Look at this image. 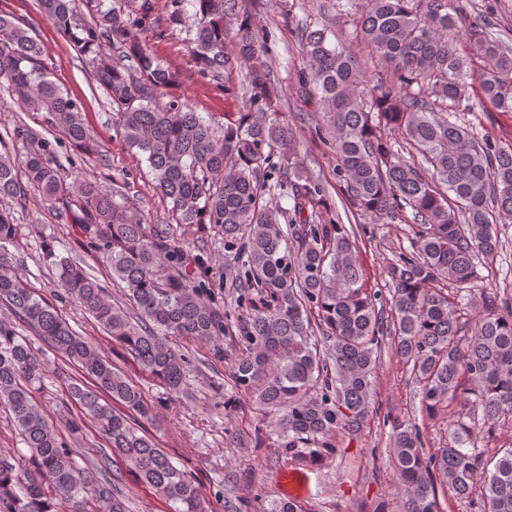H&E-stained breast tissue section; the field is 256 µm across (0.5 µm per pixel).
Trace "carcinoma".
I'll return each instance as SVG.
<instances>
[{
	"instance_id": "1",
	"label": "carcinoma",
	"mask_w": 512,
	"mask_h": 512,
	"mask_svg": "<svg viewBox=\"0 0 512 512\" xmlns=\"http://www.w3.org/2000/svg\"><path fill=\"white\" fill-rule=\"evenodd\" d=\"M195 2L189 15L184 0H169L163 21L167 31L188 32L200 74L242 96V111L220 126L176 99L161 101L176 75L140 40L124 8L99 4L89 22L80 0H40V6L91 68L116 129L146 156L171 220L210 226L226 252L239 244L247 249L238 298L254 295L253 312L231 319L205 280L189 277L166 225L149 223L120 186L75 174L57 160L51 140L17 126L13 140L24 154L0 148V307L9 311L0 317V406L29 455L0 460L3 512H127L114 476L94 480L76 460L72 445L85 417L110 448L89 465L108 470L117 455L172 512H207L195 477L174 465L147 429L153 407L139 386L78 335L14 264L7 245L19 224L7 203L23 206L33 196L56 223L80 225L86 247L102 253L124 284L127 303H112L80 258L56 253L55 241L45 238L41 249L55 267L56 287L170 392L182 389L189 365L171 337L213 342L234 333V387L281 413L274 431L291 456L321 462L338 451L336 433L361 429L386 345L411 366L427 417L457 400L481 410L490 428L512 419V304L484 293L466 338L456 306L434 288L445 279L459 292L472 283L479 256L499 246L497 220L512 217V149L483 145L451 120L469 106L471 77L453 42L463 38L478 47L488 65L483 95L503 112H512V49L478 21L456 23L466 9L462 0H336L338 11L353 10L355 37L400 82L417 86L402 94L383 76L366 75L326 30H300L306 67L298 82L322 105L344 207L390 220L409 213L416 226L410 249L387 266L386 315L379 293L365 286L359 229L320 221L318 210L335 205L321 180L302 172L300 141L261 62L267 46L258 37L259 20L243 0ZM41 56L28 30L0 14V81L13 103L46 113L73 150L96 155L81 104L50 80ZM242 68L248 73L238 87L232 75ZM392 132L416 156L395 150ZM273 185L282 193H272ZM282 197L293 201L291 209L280 205ZM21 328L79 368L81 377L68 379V396L80 416L65 420V434L39 406L51 368ZM474 429L472 418L459 415L449 424L448 446L433 449L424 446L418 426L394 424L400 512H437L439 480L478 512H512V448H479Z\"/></svg>"
}]
</instances>
